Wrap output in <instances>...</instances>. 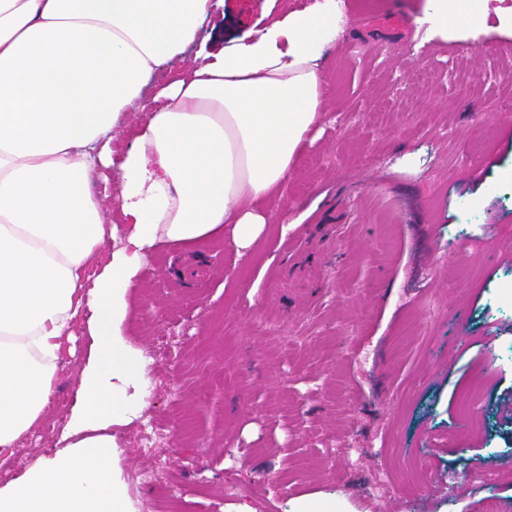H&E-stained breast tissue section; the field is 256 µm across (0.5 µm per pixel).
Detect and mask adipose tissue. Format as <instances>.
Listing matches in <instances>:
<instances>
[{"instance_id":"ef3b65f1","label":"adipose tissue","mask_w":512,"mask_h":512,"mask_svg":"<svg viewBox=\"0 0 512 512\" xmlns=\"http://www.w3.org/2000/svg\"><path fill=\"white\" fill-rule=\"evenodd\" d=\"M428 0L443 37L512 6ZM215 0H0V456L47 410L61 339L86 318L94 343L65 448L0 487V512H134L104 429L140 403L144 368L124 340L127 294L162 244L261 235L269 200L319 121L336 0L294 10L221 51L200 49L121 157L112 132L152 73L176 66ZM115 167L125 230L90 189ZM111 252H104V245ZM94 279L85 272L95 258Z\"/></svg>"}]
</instances>
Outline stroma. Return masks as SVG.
<instances>
[{
    "instance_id": "35a3bbf8",
    "label": "stroma",
    "mask_w": 512,
    "mask_h": 512,
    "mask_svg": "<svg viewBox=\"0 0 512 512\" xmlns=\"http://www.w3.org/2000/svg\"><path fill=\"white\" fill-rule=\"evenodd\" d=\"M314 2L224 0L201 38ZM338 2L324 111L261 237L159 247L128 293L148 394L106 432L136 512H291L316 493L348 512H512V32L488 15L458 54L418 24L427 0ZM91 343L83 323L63 339L0 486L60 447ZM150 426L161 442L141 447Z\"/></svg>"
}]
</instances>
